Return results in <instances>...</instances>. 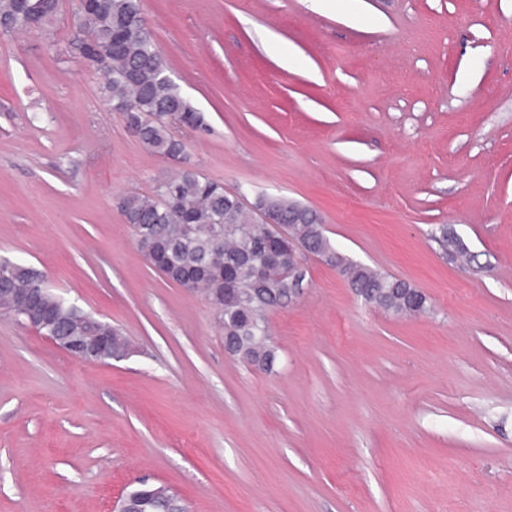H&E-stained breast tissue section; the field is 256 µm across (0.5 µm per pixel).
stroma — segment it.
Listing matches in <instances>:
<instances>
[{"label":"stroma","instance_id":"stroma-1","mask_svg":"<svg viewBox=\"0 0 512 512\" xmlns=\"http://www.w3.org/2000/svg\"><path fill=\"white\" fill-rule=\"evenodd\" d=\"M75 4L0 37V257L136 352L80 362L0 315V512H112L141 478L187 512H512V0H141L205 116L178 162L67 53ZM185 169L312 208L426 312L310 258L250 368L116 206Z\"/></svg>","mask_w":512,"mask_h":512}]
</instances>
